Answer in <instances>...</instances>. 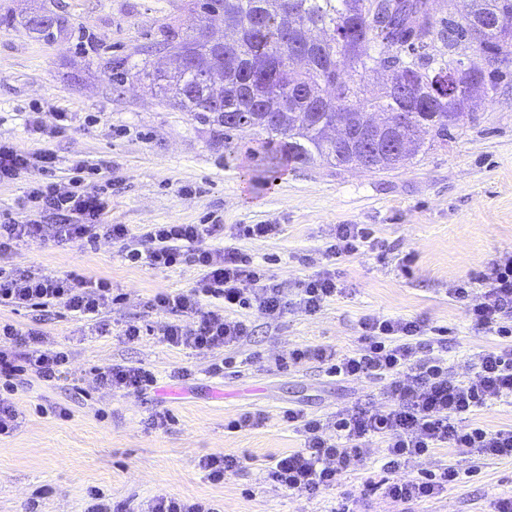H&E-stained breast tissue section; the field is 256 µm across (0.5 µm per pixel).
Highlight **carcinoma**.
Here are the masks:
<instances>
[{
  "mask_svg": "<svg viewBox=\"0 0 512 512\" xmlns=\"http://www.w3.org/2000/svg\"><path fill=\"white\" fill-rule=\"evenodd\" d=\"M469 2L460 21L450 16L420 26L414 16L428 15L430 0H396L387 21L378 0H199L202 16L223 11L235 21L231 34L224 35L223 50L196 30L184 34L172 29L161 45L186 55L192 70L168 76L144 67L141 75L199 123L222 128L226 139L240 129L229 120L238 107L236 87L252 88L262 107L255 113V127L267 133L281 162L305 165L320 159L336 168L354 166L352 153L327 142L326 128L343 117L365 135L373 114L398 117L411 149L376 167L394 170L425 145H447L452 131L474 119L478 103L473 96L460 111H448V86L455 77L483 92L485 100L497 94L500 76L472 68L459 72V49L468 31L479 25L484 35L477 51L512 54V0ZM40 11L48 21L27 16L24 26L52 40L63 31V19L46 5ZM438 42L443 49H437ZM213 66L224 69L231 81L222 112L202 104L200 75ZM384 71L388 78L364 96L365 77ZM405 84L420 92L410 112L402 94Z\"/></svg>",
  "mask_w": 512,
  "mask_h": 512,
  "instance_id": "carcinoma-1",
  "label": "carcinoma"
}]
</instances>
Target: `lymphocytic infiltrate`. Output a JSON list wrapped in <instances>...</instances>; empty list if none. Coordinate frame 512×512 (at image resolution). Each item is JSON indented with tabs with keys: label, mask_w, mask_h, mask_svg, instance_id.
<instances>
[{
	"label": "lymphocytic infiltrate",
	"mask_w": 512,
	"mask_h": 512,
	"mask_svg": "<svg viewBox=\"0 0 512 512\" xmlns=\"http://www.w3.org/2000/svg\"><path fill=\"white\" fill-rule=\"evenodd\" d=\"M55 163L53 152L27 153L0 141V183L35 177L23 198L31 219L23 224L0 220V254L49 232L60 243L109 238L121 243L125 260L153 268L194 263L201 274L192 289L160 292L151 302L153 308L175 316L164 334L171 346L211 352L231 348L251 332L246 321L233 318V311L255 308L271 320L294 307L313 315L343 291L335 272L327 269L283 284L238 248L204 247L206 238L223 232L220 224H153L141 238H133L127 225L104 223L111 199L100 188L82 185L77 177L71 187H58L51 179ZM49 220L54 223L50 229L45 226ZM451 294L469 300V317L476 327L512 337V255L492 261L475 283H459ZM206 298L221 301V310H203ZM113 301L110 283L81 274L56 276L30 270L0 274V306L45 312L60 305L90 321L100 334L110 330L104 314ZM182 314L195 315L194 325L179 322ZM360 327V346L354 352L304 345L272 357L271 363L279 370L318 363L337 377L387 379L390 406L342 410L326 421L300 410L284 411V421L300 433L303 446L273 460L267 472L270 481L292 492L331 489L342 475L362 464L365 442L378 439L385 445L384 468L396 475L392 481L380 480L378 487L385 497L409 505L438 497L460 478L451 465L416 477L403 476L412 458L449 447L461 454L475 451L490 459L512 460V426L490 430L466 421L475 409L512 397V346L479 354L474 378L460 380L452 375L447 358L426 340L422 322L368 317ZM0 337L14 344L11 350L0 349V377L29 371L54 381L71 366L69 351L46 347L39 331L23 333L0 322ZM97 381L115 392L140 394L154 385L155 377L140 366L113 365L99 369Z\"/></svg>",
	"instance_id": "f902f5d3"
}]
</instances>
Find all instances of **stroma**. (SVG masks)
I'll return each mask as SVG.
<instances>
[{
    "mask_svg": "<svg viewBox=\"0 0 512 512\" xmlns=\"http://www.w3.org/2000/svg\"><path fill=\"white\" fill-rule=\"evenodd\" d=\"M40 3L0 0V16L14 19L0 28V141L25 152H54L59 185H68L78 163L87 183L111 184L106 223L138 235L150 224L219 221L224 231L206 239V247L240 248L279 281L326 267L334 225H363L375 244L337 260L346 288L315 315L290 311L270 320L254 309L241 311L252 333L220 375L209 370L211 354L168 345L163 331L173 316L150 306L156 293L194 287L200 270L193 263L133 265L122 259L120 244L104 237L91 245L48 236L0 255L8 269L108 279L120 297L105 314L110 332L103 336L63 308L39 322L29 310L0 307V321L22 331L39 323L72 357L71 373L59 380L29 374L17 377L14 391H0V401L21 419L15 432L0 437V512H86L95 492L129 512H145L159 494L210 500L220 512H333L346 497L359 512H491L494 501L512 499V461L444 448L412 460L407 472L451 464L459 481L439 498L401 509L364 490L383 475L377 439L363 465L334 489L308 495L278 488L268 466L303 444L283 421L284 411L327 418L356 405L384 408L389 400L379 379L343 380L317 363L276 371L264 362L301 345L352 351L369 316L418 319L444 330L448 364L461 380L473 376L479 351L502 346V338L474 326L465 302L448 290L512 254V80L447 147L421 150L393 171L338 170L318 160L284 163L272 173L266 133L246 129L225 137L139 75L145 60L174 70L176 58L152 46L168 28L193 31V0H53L65 27L50 41L22 25L24 12ZM108 60L126 69L124 80L108 78ZM59 112L72 120L54 137L49 130ZM35 116L43 132L28 127ZM241 224H275L279 231L248 239L237 233ZM133 321L149 333L130 343L121 330ZM112 364L144 367L157 382L141 395L112 392L95 377L96 368ZM181 368L188 379L174 378ZM62 407L67 416H59ZM159 413L169 416L166 427L152 426ZM245 413L261 417V424L228 432L226 423ZM218 453L240 457L242 466L214 483L198 462Z\"/></svg>",
    "mask_w": 512,
    "mask_h": 512,
    "instance_id": "stroma-1",
    "label": "stroma"
}]
</instances>
